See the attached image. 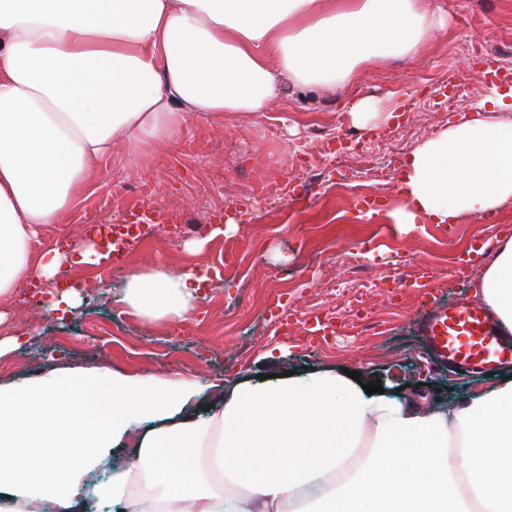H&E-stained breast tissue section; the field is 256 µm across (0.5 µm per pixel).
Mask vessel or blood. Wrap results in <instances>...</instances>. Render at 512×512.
I'll use <instances>...</instances> for the list:
<instances>
[{
	"label": "vessel or blood",
	"instance_id": "obj_1",
	"mask_svg": "<svg viewBox=\"0 0 512 512\" xmlns=\"http://www.w3.org/2000/svg\"><path fill=\"white\" fill-rule=\"evenodd\" d=\"M415 288L425 292L420 335L435 358L463 368H493L512 362V338L505 336L487 310L463 299H429L433 274L421 269Z\"/></svg>",
	"mask_w": 512,
	"mask_h": 512
}]
</instances>
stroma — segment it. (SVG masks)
<instances>
[{
    "mask_svg": "<svg viewBox=\"0 0 512 512\" xmlns=\"http://www.w3.org/2000/svg\"><path fill=\"white\" fill-rule=\"evenodd\" d=\"M448 28L423 55L354 72L346 91L291 85L261 115L190 123L176 142L128 165L124 145L95 168L64 223L40 241L83 237L87 225L121 223L142 203L165 222L117 266L101 264L68 283L81 302L64 320L41 298L11 305L17 348L0 359V383L38 377L50 366H107L131 373L178 371L204 384L193 400L205 414L206 386L236 377L305 373L324 365L364 371L394 387H422L429 403L474 397L499 370L433 368L414 329L420 296L410 283L421 267L435 274L438 295H471L473 279L452 271L467 245L512 236V202L455 224L400 230L387 213L401 203L399 178L411 150L435 137L493 92L487 66L512 69V0H441ZM465 101L448 95L457 79ZM403 105L400 119L366 131L354 125L355 98ZM375 202L374 215L360 201ZM249 201L242 223L214 234L208 214L220 201ZM204 241L201 257L187 243ZM219 270L192 318L149 327L116 301L128 277L157 262L178 269L194 261ZM332 317L335 334H317Z\"/></svg>",
    "mask_w": 512,
    "mask_h": 512,
    "instance_id": "obj_1",
    "label": "stroma"
}]
</instances>
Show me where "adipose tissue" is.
Returning <instances> with one entry per match:
<instances>
[{
	"instance_id": "obj_1",
	"label": "adipose tissue",
	"mask_w": 512,
	"mask_h": 512,
	"mask_svg": "<svg viewBox=\"0 0 512 512\" xmlns=\"http://www.w3.org/2000/svg\"><path fill=\"white\" fill-rule=\"evenodd\" d=\"M446 25L433 0H0V325L24 284L100 263L83 239L34 244L113 142L142 161L191 122L264 112L286 83L348 87ZM504 106L487 98L411 151L393 223L512 200ZM207 280L154 266L119 301L164 326L194 313ZM474 295L512 332V238ZM198 391L178 372L108 369L0 385V512H512V374L449 411L366 393L338 368L217 386L203 418Z\"/></svg>"
}]
</instances>
